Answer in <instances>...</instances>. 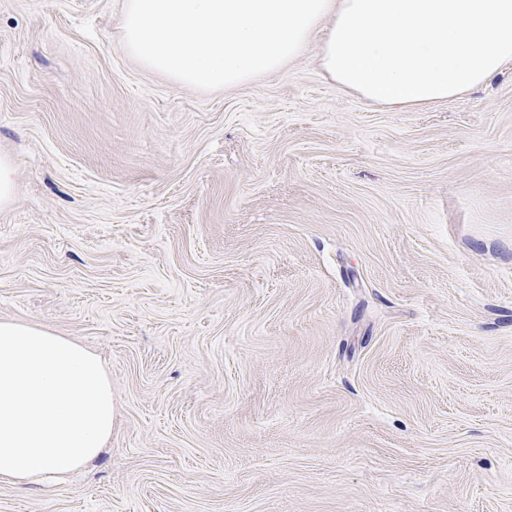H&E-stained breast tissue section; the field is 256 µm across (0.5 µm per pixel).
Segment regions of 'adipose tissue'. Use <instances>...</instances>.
I'll return each mask as SVG.
<instances>
[{"label":"adipose tissue","mask_w":512,"mask_h":512,"mask_svg":"<svg viewBox=\"0 0 512 512\" xmlns=\"http://www.w3.org/2000/svg\"><path fill=\"white\" fill-rule=\"evenodd\" d=\"M121 26L145 68L212 90L279 71L316 38L340 90L392 109L455 100L512 65V0H124ZM111 435L100 358L0 319V482L61 483Z\"/></svg>","instance_id":"ef3b65f1"}]
</instances>
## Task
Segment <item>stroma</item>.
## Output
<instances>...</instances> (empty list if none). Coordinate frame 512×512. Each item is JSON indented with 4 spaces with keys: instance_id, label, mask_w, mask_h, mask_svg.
<instances>
[{
    "instance_id": "obj_1",
    "label": "stroma",
    "mask_w": 512,
    "mask_h": 512,
    "mask_svg": "<svg viewBox=\"0 0 512 512\" xmlns=\"http://www.w3.org/2000/svg\"><path fill=\"white\" fill-rule=\"evenodd\" d=\"M123 0H0V319L112 377V438L0 512H512V70L393 111L316 44L229 90ZM15 168L12 160L0 154V207L10 205L14 200Z\"/></svg>"
}]
</instances>
